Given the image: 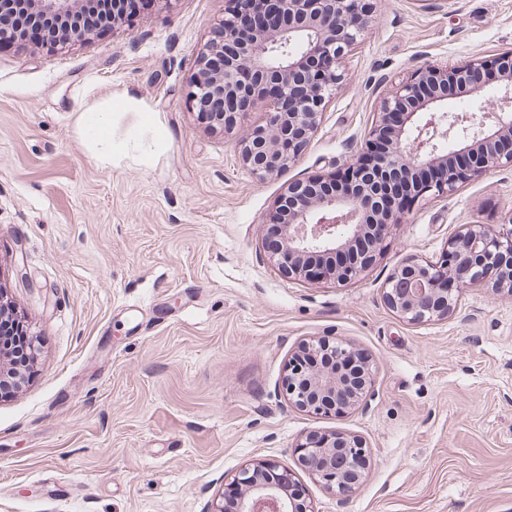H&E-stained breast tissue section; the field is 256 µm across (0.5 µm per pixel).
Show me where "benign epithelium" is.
<instances>
[{
    "label": "benign epithelium",
    "mask_w": 512,
    "mask_h": 512,
    "mask_svg": "<svg viewBox=\"0 0 512 512\" xmlns=\"http://www.w3.org/2000/svg\"><path fill=\"white\" fill-rule=\"evenodd\" d=\"M29 3L33 20L52 17L67 29L48 45L79 40L80 0H0V10ZM229 0L224 43H208L198 55L188 103L210 127L233 132L244 113L266 110L265 122L241 140L243 163L259 180L294 165L320 124L327 99L341 83L346 54L371 22V0H254L258 24L274 29L239 30ZM495 81L474 85L489 65ZM472 87L487 111H449L448 85ZM405 113L404 125L386 127L388 116ZM365 152L379 139L386 147L369 166L357 157L294 182L275 201L263 228L277 225L279 243L263 234L272 265L285 277L312 283H344L370 269L383 245L414 203L448 194L497 164L512 166V50L488 64H426L383 97L369 127ZM490 285L512 295V217L492 232L462 224L436 262L406 258L386 279L383 298L410 324L447 318L461 290ZM355 349L330 336L302 343L288 359L282 389L288 402L315 415H342L372 384L370 367H354ZM298 462L323 488L347 497L364 477L366 443L356 435L310 433L294 447ZM244 489L239 512H314L291 493L289 470L271 461L244 464L230 477Z\"/></svg>",
    "instance_id": "7a95c632"
}]
</instances>
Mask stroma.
Instances as JSON below:
<instances>
[{
  "instance_id": "stroma-1",
  "label": "stroma",
  "mask_w": 512,
  "mask_h": 512,
  "mask_svg": "<svg viewBox=\"0 0 512 512\" xmlns=\"http://www.w3.org/2000/svg\"><path fill=\"white\" fill-rule=\"evenodd\" d=\"M375 6L310 146L261 182L240 133L187 104L225 0H166L62 50L0 46V291L36 347L29 381L0 398V512H209L255 459L291 469L314 512H512V295L466 288L421 325L382 295L401 260L503 223L512 167L416 204L349 283L286 278L262 244L288 183L361 153L381 96L413 70L512 48V0ZM322 336L372 368L341 417L282 392L291 352ZM334 430L370 450L344 500L293 453Z\"/></svg>"
}]
</instances>
